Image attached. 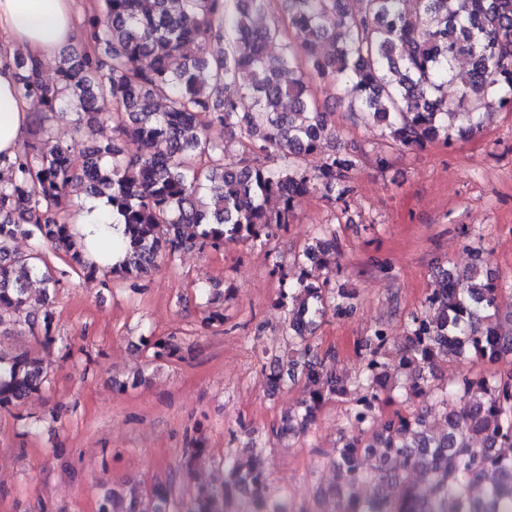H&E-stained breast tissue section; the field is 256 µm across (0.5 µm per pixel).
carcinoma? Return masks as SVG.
<instances>
[{"instance_id":"carcinoma-1","label":"carcinoma","mask_w":512,"mask_h":512,"mask_svg":"<svg viewBox=\"0 0 512 512\" xmlns=\"http://www.w3.org/2000/svg\"><path fill=\"white\" fill-rule=\"evenodd\" d=\"M265 14L286 16L295 35L276 70L264 47L285 30L276 22L255 27L253 16ZM82 27L80 53L59 58L54 80L35 59L14 61L19 91L41 110L24 147L11 158L0 154V327L25 328L36 341L50 340V292L64 275L43 260L44 243L87 279L110 275L135 286L199 241L218 250L228 238L272 237L291 223L301 196L319 191L347 201L359 159L322 152L334 128L316 102L318 79L349 86L346 112L407 149L448 144L512 109V0H94ZM326 42L334 51H323ZM189 44L198 55L184 53ZM450 82L461 90L456 102L444 92ZM232 86L246 90L251 109L226 94ZM72 113L74 140L63 143L53 123ZM106 122L117 137L89 138ZM215 126L238 132L239 166H225L224 146L209 136ZM100 197L122 225L110 267L86 258L69 224L83 199ZM20 235L35 240L27 254L11 247ZM337 265L333 243L317 237L296 260L299 274L282 278L288 336L300 342L288 370L303 364L309 399L276 434H306L314 412L341 395L351 397L346 418L357 430L332 449L337 481L321 512H512V455L500 452L512 448V370L502 369L512 354V318L499 322L498 278L489 276L483 251L474 250L459 276L437 273L429 314L411 317L393 362L378 327L360 344L359 371L342 382L328 375L331 354L320 358L307 342L328 301L338 315L354 310L344 289L325 295ZM460 278L469 286L457 287ZM34 279L45 297L39 323L26 314ZM147 345L157 359L177 351L168 338ZM441 356L477 370L436 388L429 375ZM47 380L28 351L0 354V409ZM398 387L430 394L438 418L397 410L370 431L384 393ZM371 448L381 449L379 465L367 473L359 460ZM224 465L222 488L178 496V512H259L266 502L270 512H309L272 499L261 457H227ZM414 472L427 481L424 495ZM478 482L485 491L476 500ZM174 496L170 483L149 493L132 487L127 512H160L157 503Z\"/></svg>"}]
</instances>
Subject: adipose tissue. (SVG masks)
Returning a JSON list of instances; mask_svg holds the SVG:
<instances>
[{
	"mask_svg": "<svg viewBox=\"0 0 512 512\" xmlns=\"http://www.w3.org/2000/svg\"><path fill=\"white\" fill-rule=\"evenodd\" d=\"M74 0H0V40L29 58L49 63L78 31ZM33 117V101L21 95L14 73L0 64V153L16 154ZM70 221L81 236L87 256L105 264L98 243L109 233L111 208L102 199L88 200Z\"/></svg>",
	"mask_w": 512,
	"mask_h": 512,
	"instance_id": "ef3b65f1",
	"label": "adipose tissue"
}]
</instances>
